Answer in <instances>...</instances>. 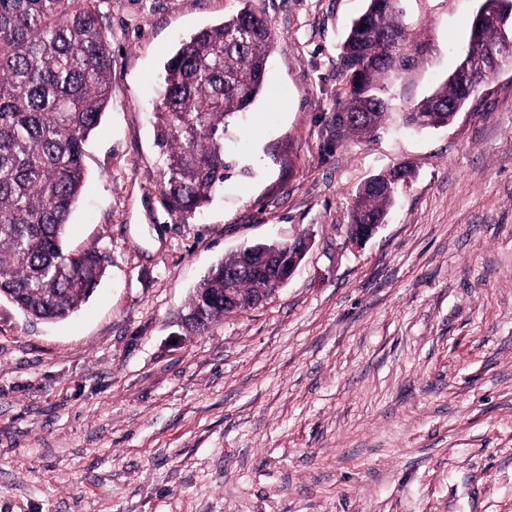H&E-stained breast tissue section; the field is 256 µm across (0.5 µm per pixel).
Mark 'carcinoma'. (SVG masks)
<instances>
[{
    "label": "carcinoma",
    "instance_id": "cac0c4a2",
    "mask_svg": "<svg viewBox=\"0 0 512 512\" xmlns=\"http://www.w3.org/2000/svg\"><path fill=\"white\" fill-rule=\"evenodd\" d=\"M180 43L164 65L155 112L156 144L163 154L161 194L171 215L186 223L224 186V134L264 89L272 34L253 0ZM512 33L473 19L467 51L458 66L481 61ZM406 32L398 0H368L341 47L349 76L345 131L372 132L385 116L380 81L397 67ZM112 53L97 0H0V299L40 320H63L89 297L107 256L65 250L64 233L86 181L84 157L91 133L111 98ZM476 90L455 76L420 100L409 123L421 128L452 119L448 103ZM398 184L384 191L360 188L350 231L379 224L393 205ZM257 273L238 280L247 299L270 293L269 263L288 254L280 241L250 246ZM232 254L196 286L189 311L201 331L224 317V276L241 266Z\"/></svg>",
    "mask_w": 512,
    "mask_h": 512
}]
</instances>
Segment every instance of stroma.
<instances>
[{
  "mask_svg": "<svg viewBox=\"0 0 512 512\" xmlns=\"http://www.w3.org/2000/svg\"><path fill=\"white\" fill-rule=\"evenodd\" d=\"M480 4L401 0L409 61L357 137L339 53L366 0H253L264 90L228 127L223 190L183 223L159 187L160 75L239 2L100 0L112 99L65 248L109 265L62 321L0 300V512H512V58L447 126L405 124ZM401 163L386 223L355 242L358 189ZM298 236L275 295L187 327L226 255Z\"/></svg>",
  "mask_w": 512,
  "mask_h": 512,
  "instance_id": "obj_1",
  "label": "stroma"
}]
</instances>
